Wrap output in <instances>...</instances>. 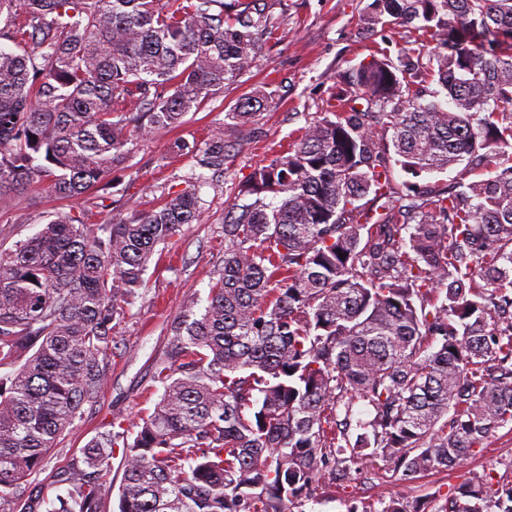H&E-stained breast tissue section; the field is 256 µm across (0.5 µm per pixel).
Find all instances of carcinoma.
<instances>
[{
    "label": "carcinoma",
    "mask_w": 512,
    "mask_h": 512,
    "mask_svg": "<svg viewBox=\"0 0 512 512\" xmlns=\"http://www.w3.org/2000/svg\"><path fill=\"white\" fill-rule=\"evenodd\" d=\"M278 7L0 0V210L34 183L110 195L131 129L181 127L243 78ZM389 21L413 40L339 76L323 115L238 186L204 313L190 294L167 324L152 411L83 449L103 477L122 446L118 512H304L325 473L413 480L512 426V0H371L357 26ZM259 107L230 115L247 125ZM172 149L195 160L191 188L120 222L50 213L0 250V512H106L81 470L53 500L26 485L96 402L157 246L230 158L221 130ZM463 162L485 177L393 176ZM490 502L512 512V481L475 477L449 512ZM380 504L363 512H424Z\"/></svg>",
    "instance_id": "carcinoma-1"
}]
</instances>
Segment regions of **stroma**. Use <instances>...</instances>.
<instances>
[{"label":"stroma","instance_id":"stroma-1","mask_svg":"<svg viewBox=\"0 0 512 512\" xmlns=\"http://www.w3.org/2000/svg\"><path fill=\"white\" fill-rule=\"evenodd\" d=\"M369 2L283 0L286 20L241 83L225 86L205 110L189 115L182 127L133 133L128 167L119 173L104 206L91 207L84 199L61 202L35 188L19 194L10 209L0 212V247L8 249L37 231L41 215L84 211L90 223L98 224L124 218L133 203L139 209H151L170 189H182L181 177L189 172L192 161L170 152L175 140L201 149L212 131L220 129L232 155L219 187L201 189L196 221L183 225L173 242L153 256L140 296L117 328L106 385L93 408L53 450L37 478L45 495L60 492V476L80 462L85 445L109 430L113 418L138 422L156 401L160 387L156 367L165 357L167 323L180 314L186 295L207 300L223 265L224 210L231 202L230 188L279 153L290 134L320 114L337 74L368 58L374 47L394 53L404 45L407 29L393 24L369 37L359 34L356 18ZM255 93L261 98L256 121L236 124L230 117L233 107L240 98ZM483 474L512 480V428L498 429L456 467L409 482L369 467L354 472L344 486L322 478L321 494L304 510L351 512L354 506L386 500L400 491L409 501L425 504L429 512H439L460 484Z\"/></svg>","mask_w":512,"mask_h":512}]
</instances>
